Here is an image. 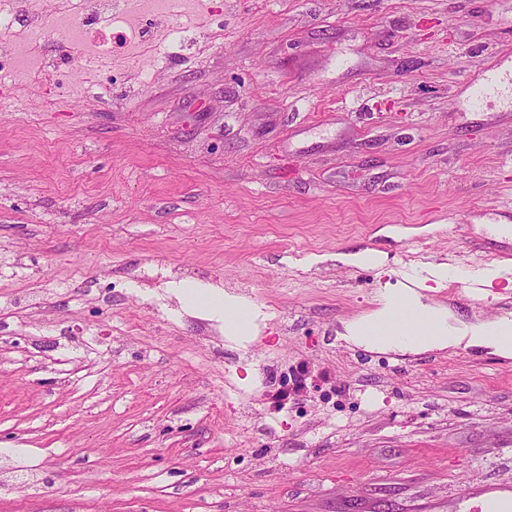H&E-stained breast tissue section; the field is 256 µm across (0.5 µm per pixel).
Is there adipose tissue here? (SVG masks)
Listing matches in <instances>:
<instances>
[{
	"label": "adipose tissue",
	"instance_id": "1",
	"mask_svg": "<svg viewBox=\"0 0 512 512\" xmlns=\"http://www.w3.org/2000/svg\"><path fill=\"white\" fill-rule=\"evenodd\" d=\"M447 281L448 266L440 263L400 293L383 292L378 310L347 325V339L369 350L419 353L464 345L512 357V319L503 317L457 328L449 325L446 309L428 302L431 287H444ZM172 288L187 306L223 318L224 333L232 339L244 338L247 323L257 316L246 301L224 295L217 288L185 281L173 283Z\"/></svg>",
	"mask_w": 512,
	"mask_h": 512
}]
</instances>
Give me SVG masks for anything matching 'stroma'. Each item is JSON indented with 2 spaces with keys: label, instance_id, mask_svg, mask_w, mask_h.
<instances>
[{
  "label": "stroma",
  "instance_id": "stroma-1",
  "mask_svg": "<svg viewBox=\"0 0 512 512\" xmlns=\"http://www.w3.org/2000/svg\"><path fill=\"white\" fill-rule=\"evenodd\" d=\"M156 81L0 91V512H468L512 493V357L342 336L427 264L512 311V0H209ZM221 37L199 51L202 33ZM373 250L377 267L339 262ZM180 280L243 298L245 341ZM39 289L44 306L27 309ZM263 389L253 421L237 404ZM506 89L511 95L512 75L510 73L505 76L497 72H491L489 75H484L475 89L473 104L475 106L485 105L488 100L502 95Z\"/></svg>",
  "mask_w": 512,
  "mask_h": 512
}]
</instances>
